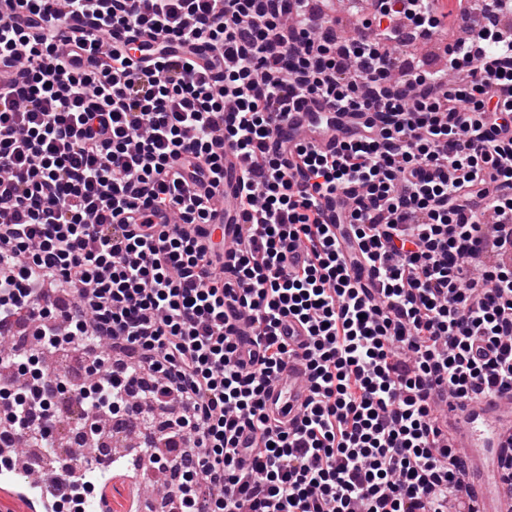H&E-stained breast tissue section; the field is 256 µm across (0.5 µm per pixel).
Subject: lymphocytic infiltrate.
<instances>
[{"label":"lymphocytic infiltrate","instance_id":"f902f5d3","mask_svg":"<svg viewBox=\"0 0 512 512\" xmlns=\"http://www.w3.org/2000/svg\"><path fill=\"white\" fill-rule=\"evenodd\" d=\"M377 4L340 38L310 0H0V326L38 324L33 351L0 352L16 440L65 422L45 356L105 342L125 366L98 356L70 401L92 435L124 407L144 424L134 399L183 408L164 453L126 464L178 465L174 512H465L434 405L440 385L512 393V263L485 259L512 247V36L398 77L395 26L442 16ZM145 35L163 43L133 64ZM199 43L205 64L178 55ZM301 111L351 133L292 140L277 118ZM224 142L248 161L227 246L208 232ZM292 357L310 399L285 427L264 396Z\"/></svg>","mask_w":512,"mask_h":512}]
</instances>
